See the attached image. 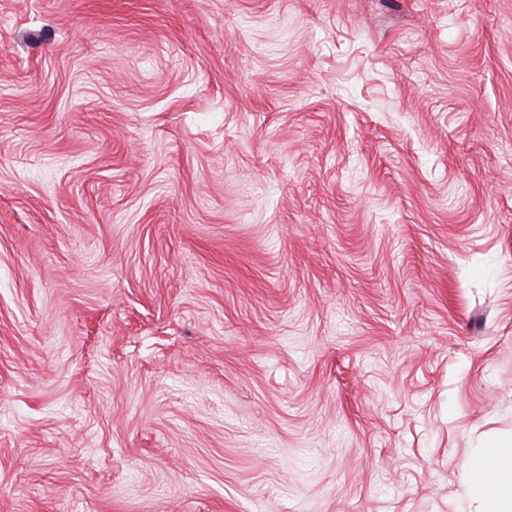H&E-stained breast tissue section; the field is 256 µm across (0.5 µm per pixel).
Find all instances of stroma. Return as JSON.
Wrapping results in <instances>:
<instances>
[{
  "label": "stroma",
  "instance_id": "35a3bbf8",
  "mask_svg": "<svg viewBox=\"0 0 512 512\" xmlns=\"http://www.w3.org/2000/svg\"><path fill=\"white\" fill-rule=\"evenodd\" d=\"M512 443V0H0V512H486Z\"/></svg>",
  "mask_w": 512,
  "mask_h": 512
}]
</instances>
